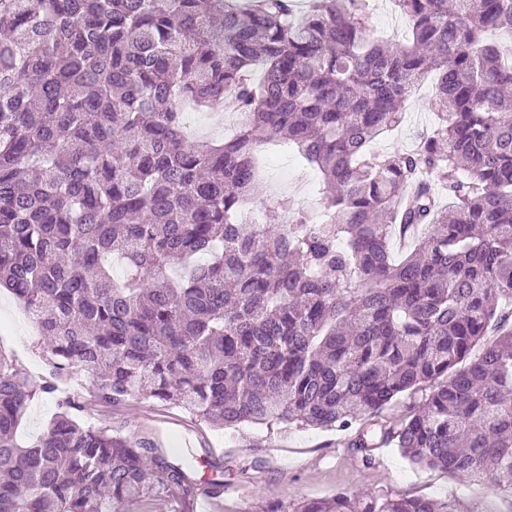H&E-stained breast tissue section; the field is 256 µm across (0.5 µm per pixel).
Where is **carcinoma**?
I'll return each instance as SVG.
<instances>
[{
	"label": "carcinoma",
	"instance_id": "obj_1",
	"mask_svg": "<svg viewBox=\"0 0 512 512\" xmlns=\"http://www.w3.org/2000/svg\"><path fill=\"white\" fill-rule=\"evenodd\" d=\"M398 4L412 36L389 46L366 0H0V288L56 379L224 428L346 431L424 389L423 410L348 447L512 494V61L486 38H512V0ZM432 72L433 129L374 151ZM228 92L237 134L190 137L188 112ZM270 139L320 173V213L285 199L288 224L243 219ZM55 392L0 353V512L194 493L189 457L82 424V398L18 445ZM293 512L457 510L340 491ZM57 412L56 398L52 395H40L30 402L26 415L17 431V442L29 444L44 430Z\"/></svg>",
	"mask_w": 512,
	"mask_h": 512
}]
</instances>
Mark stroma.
<instances>
[{
    "label": "stroma",
    "mask_w": 512,
    "mask_h": 512,
    "mask_svg": "<svg viewBox=\"0 0 512 512\" xmlns=\"http://www.w3.org/2000/svg\"><path fill=\"white\" fill-rule=\"evenodd\" d=\"M368 34L392 44L408 39L410 21L396 0H369ZM439 110L435 77L430 74L406 101L400 127L380 138L376 150L412 149L419 133L434 125ZM259 157L251 206L262 212L264 223H280L278 203L284 198L308 209L318 208L319 174L314 168L293 151L272 143L260 146ZM0 352L12 358L33 384L54 376L41 336L5 290H0ZM84 420L96 427L122 429L128 435L160 438L169 449L191 442L194 455L212 464L206 477L244 485L251 491L243 503L225 497L224 512H261L271 501L291 508L301 500L325 498L339 490L354 495L375 492L446 498L455 501L458 512H485L491 502L499 512L512 507V497L480 484L461 485L457 477L436 468L411 466L393 448L379 449L371 463H363L358 453L343 445L339 431L247 423L222 430L199 423L184 409L138 398L118 408L88 405Z\"/></svg>",
    "instance_id": "obj_1"
}]
</instances>
